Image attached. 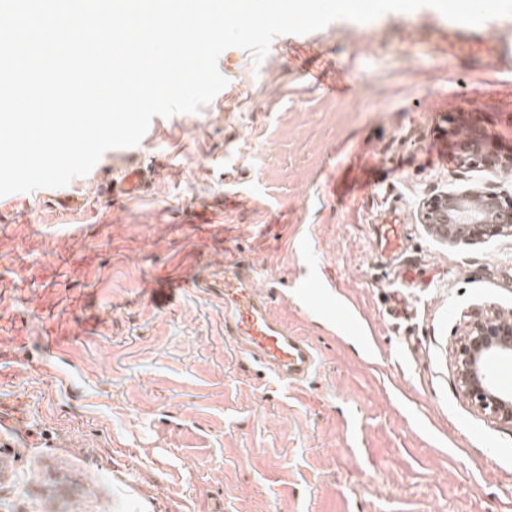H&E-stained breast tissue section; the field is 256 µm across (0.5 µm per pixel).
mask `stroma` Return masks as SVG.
Masks as SVG:
<instances>
[{
  "label": "stroma",
  "mask_w": 512,
  "mask_h": 512,
  "mask_svg": "<svg viewBox=\"0 0 512 512\" xmlns=\"http://www.w3.org/2000/svg\"><path fill=\"white\" fill-rule=\"evenodd\" d=\"M447 24L424 7L335 21L307 53L228 48L199 112L63 193L0 196V412L31 431L7 450L0 512H512V425L471 406L451 358L465 312L512 317V235L450 241L420 218L437 194L512 192V172L453 147L477 120L512 148V52L491 67L425 38ZM133 158L143 194L112 199ZM392 223L407 241L384 269ZM237 248L318 350L305 382L257 379L225 340ZM49 336L67 339L70 390L42 363Z\"/></svg>",
  "instance_id": "35a3bbf8"
}]
</instances>
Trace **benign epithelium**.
Masks as SVG:
<instances>
[{
	"label": "benign epithelium",
	"mask_w": 512,
	"mask_h": 512,
	"mask_svg": "<svg viewBox=\"0 0 512 512\" xmlns=\"http://www.w3.org/2000/svg\"><path fill=\"white\" fill-rule=\"evenodd\" d=\"M466 138L456 142L461 162L494 172L512 166V151L499 149L485 128L470 123ZM474 191L451 192L431 198L423 220L436 225L450 240H481L512 233V195L493 189L481 192L487 208L471 213L464 198ZM512 358V323L488 309L464 315L461 334L452 350V361L463 396L488 418L512 423V390L501 391L488 378L486 367L496 359Z\"/></svg>",
	"instance_id": "benign-epithelium-1"
}]
</instances>
